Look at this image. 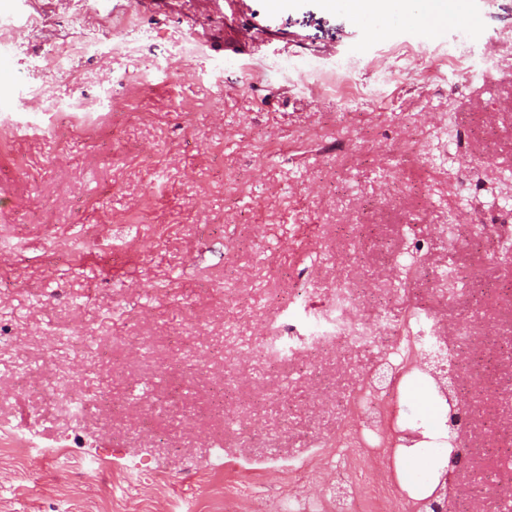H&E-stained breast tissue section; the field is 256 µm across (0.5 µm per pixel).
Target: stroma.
Returning a JSON list of instances; mask_svg holds the SVG:
<instances>
[{
  "mask_svg": "<svg viewBox=\"0 0 512 512\" xmlns=\"http://www.w3.org/2000/svg\"><path fill=\"white\" fill-rule=\"evenodd\" d=\"M468 7L480 33L431 40L323 0H0V512H275V463L317 444L338 462L343 398L390 349L265 358L340 288L373 324L473 323L502 355L471 392L473 445L493 419L512 438V0ZM83 94L110 114L58 139ZM48 361L111 411L21 389ZM99 42L95 39H81L72 44L67 50H60L53 47L47 53V63L51 68H59L62 63L72 55L96 54ZM59 400L65 403L64 406L73 407L78 411H86L90 408H95L100 411H109L112 409V397L100 391L95 392L90 398H87L84 393H82L78 396V399L62 394Z\"/></svg>",
  "mask_w": 512,
  "mask_h": 512,
  "instance_id": "stroma-1",
  "label": "stroma"
}]
</instances>
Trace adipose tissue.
<instances>
[{
    "label": "adipose tissue",
    "instance_id": "obj_1",
    "mask_svg": "<svg viewBox=\"0 0 512 512\" xmlns=\"http://www.w3.org/2000/svg\"><path fill=\"white\" fill-rule=\"evenodd\" d=\"M338 3L367 20L397 13L429 30L461 22L474 32L481 27L480 19L468 12L466 0H326L330 7Z\"/></svg>",
    "mask_w": 512,
    "mask_h": 512
}]
</instances>
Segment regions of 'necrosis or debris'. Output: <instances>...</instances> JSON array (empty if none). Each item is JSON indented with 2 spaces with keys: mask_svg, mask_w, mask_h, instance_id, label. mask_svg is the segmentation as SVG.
Segmentation results:
<instances>
[{
  "mask_svg": "<svg viewBox=\"0 0 512 512\" xmlns=\"http://www.w3.org/2000/svg\"><path fill=\"white\" fill-rule=\"evenodd\" d=\"M354 301L339 295L323 327L303 333L296 325H285L281 334L274 336L277 360L291 359L298 352L320 351L337 347L341 342L361 344L372 341L366 329L357 326L353 317ZM386 335L409 338L411 347L400 356L385 355L375 362L365 380L352 391L346 404L355 416L353 424L344 426L336 440L348 453L334 467L328 466L321 449H312L309 456L283 462L282 470L288 477V486L278 493L277 512H374L372 504L387 495L399 497L406 512H434L435 506H453L454 512H478L479 503L459 501L458 484L454 478L436 486L430 497L416 492L413 483L399 465L405 446L403 439L409 427L401 415L398 398L414 370L423 368V355L428 346L440 348L454 368L455 374L471 372V359L466 352L472 347V336L462 331L445 337L433 315L416 318L413 324L391 325ZM428 379L434 390L443 420L454 423L456 441L449 449L447 466L457 472L471 463L469 456V393L464 384L449 387L446 377L432 373ZM386 452L389 476L377 485L361 480L364 460L372 454ZM315 481L333 489L331 498L317 500L304 495L301 485Z\"/></svg>",
  "mask_w": 512,
  "mask_h": 512,
  "instance_id": "obj_1",
  "label": "necrosis or debris"
}]
</instances>
